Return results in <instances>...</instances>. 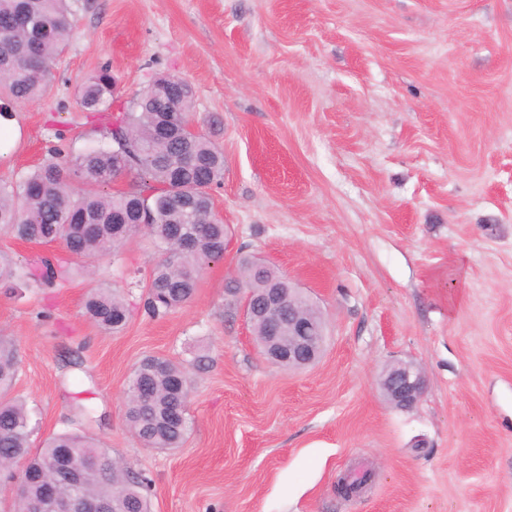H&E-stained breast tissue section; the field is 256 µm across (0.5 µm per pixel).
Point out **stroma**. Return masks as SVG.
<instances>
[{
	"mask_svg": "<svg viewBox=\"0 0 512 512\" xmlns=\"http://www.w3.org/2000/svg\"><path fill=\"white\" fill-rule=\"evenodd\" d=\"M71 8L53 81L12 109L0 178L105 144L111 113L77 101L101 69L127 112L173 75L224 153L210 194L229 237L193 298L156 316L143 303L160 254L142 232L64 286L0 285L33 448L82 405L113 459L148 478L152 512H512V0ZM245 257L319 308L314 366L257 348L225 292ZM102 284L130 303L116 334L84 314ZM147 355L192 381L193 427L172 452L142 447L125 421ZM401 361L426 380L408 410L381 386Z\"/></svg>",
	"mask_w": 512,
	"mask_h": 512,
	"instance_id": "1",
	"label": "stroma"
}]
</instances>
